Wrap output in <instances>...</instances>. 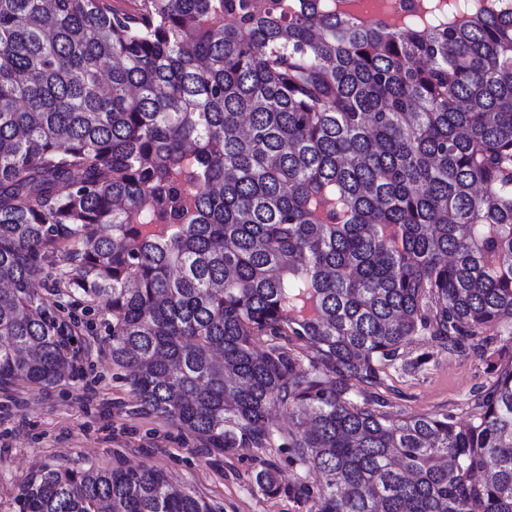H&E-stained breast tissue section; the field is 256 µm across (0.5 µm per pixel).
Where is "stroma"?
Masks as SVG:
<instances>
[{
    "instance_id": "35a3bbf8",
    "label": "stroma",
    "mask_w": 512,
    "mask_h": 512,
    "mask_svg": "<svg viewBox=\"0 0 512 512\" xmlns=\"http://www.w3.org/2000/svg\"><path fill=\"white\" fill-rule=\"evenodd\" d=\"M409 359L426 355L420 369H391L381 395L405 414L467 416V404L493 374L472 355H451L432 342L410 346ZM74 376L43 388L19 382L0 387V512H18L21 486L47 467L92 464L139 466L161 471L192 491L212 512H312L310 504L253 486L262 463L274 464L282 484L297 468L287 449L240 448L208 452L164 418L141 411L113 366L105 334L80 339Z\"/></svg>"
}]
</instances>
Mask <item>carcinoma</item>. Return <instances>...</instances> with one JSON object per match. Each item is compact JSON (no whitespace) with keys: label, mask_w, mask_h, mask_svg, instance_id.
<instances>
[{"label":"carcinoma","mask_w":512,"mask_h":512,"mask_svg":"<svg viewBox=\"0 0 512 512\" xmlns=\"http://www.w3.org/2000/svg\"><path fill=\"white\" fill-rule=\"evenodd\" d=\"M78 310L140 407L211 451L268 447L288 411L319 475L288 494L315 512H512V9L0 0V386L75 371ZM421 340L491 360L465 422L375 392ZM254 487L278 495L276 468ZM18 502L210 512L111 466Z\"/></svg>","instance_id":"obj_1"}]
</instances>
